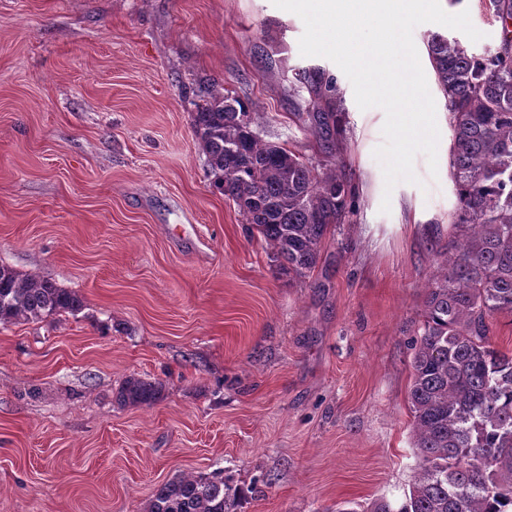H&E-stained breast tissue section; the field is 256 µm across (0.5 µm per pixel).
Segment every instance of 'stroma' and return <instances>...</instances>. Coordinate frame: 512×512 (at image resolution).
<instances>
[{"label":"stroma","mask_w":512,"mask_h":512,"mask_svg":"<svg viewBox=\"0 0 512 512\" xmlns=\"http://www.w3.org/2000/svg\"><path fill=\"white\" fill-rule=\"evenodd\" d=\"M468 11L499 46L500 22ZM437 174L386 190L383 109L304 57V24L272 0H0V264L84 300L78 315L0 324V512H144L176 474L232 477L242 512L396 503L419 460L408 392L426 288L456 207L450 128ZM337 79L344 137H318L299 70ZM214 81L262 118L264 140L353 188L308 277L272 250L206 171L182 96ZM389 212H382V201ZM130 376L162 398L123 406Z\"/></svg>","instance_id":"1"}]
</instances>
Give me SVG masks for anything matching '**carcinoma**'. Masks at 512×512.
Masks as SVG:
<instances>
[{
  "instance_id": "obj_1",
  "label": "carcinoma",
  "mask_w": 512,
  "mask_h": 512,
  "mask_svg": "<svg viewBox=\"0 0 512 512\" xmlns=\"http://www.w3.org/2000/svg\"><path fill=\"white\" fill-rule=\"evenodd\" d=\"M502 24L495 51L472 52L434 32L426 42L451 131L449 178L456 194L448 258L424 302L413 341L409 400L419 463L405 500L380 498L336 512H512V352L494 347L488 320L512 314V0H482ZM320 128L341 124L336 78L298 75ZM192 121L215 185L297 278L316 267L329 227L345 222L350 189L336 171L264 140L243 103L199 84ZM75 291L0 264V323L76 315ZM162 385L130 376L115 399L151 405ZM243 491L229 477L176 475L145 512H241Z\"/></svg>"
}]
</instances>
